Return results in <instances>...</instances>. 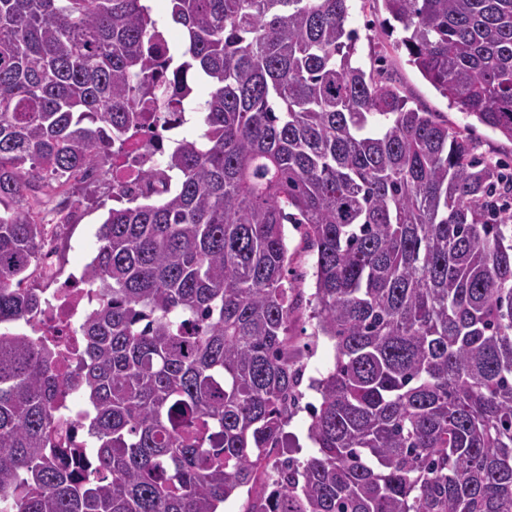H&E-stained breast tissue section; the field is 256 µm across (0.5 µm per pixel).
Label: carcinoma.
<instances>
[{
    "instance_id": "cac0c4a2",
    "label": "carcinoma",
    "mask_w": 512,
    "mask_h": 512,
    "mask_svg": "<svg viewBox=\"0 0 512 512\" xmlns=\"http://www.w3.org/2000/svg\"><path fill=\"white\" fill-rule=\"evenodd\" d=\"M0 0V512H512V168L353 60L350 0ZM396 47L512 140V0H383ZM191 83L170 92L168 75ZM203 132L165 188L108 209L86 283L80 394L96 466L62 462L70 389L13 327L40 308L32 202L92 180L142 112ZM314 256L334 364L288 447L303 369L285 225ZM310 423V419L306 412H300L291 423L288 425L286 431L290 432L291 435L294 436L296 445L298 448H286L285 452L290 456H295L298 458H307L308 455L312 452L313 444L308 438V426Z\"/></svg>"
}]
</instances>
